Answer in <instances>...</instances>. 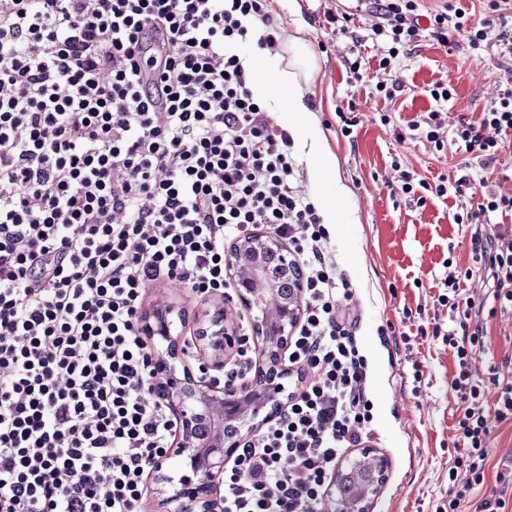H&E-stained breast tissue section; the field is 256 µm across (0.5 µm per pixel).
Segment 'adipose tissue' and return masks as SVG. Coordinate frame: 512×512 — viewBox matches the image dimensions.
Segmentation results:
<instances>
[{
    "label": "adipose tissue",
    "mask_w": 512,
    "mask_h": 512,
    "mask_svg": "<svg viewBox=\"0 0 512 512\" xmlns=\"http://www.w3.org/2000/svg\"><path fill=\"white\" fill-rule=\"evenodd\" d=\"M303 48V40L292 37L288 44L287 68L271 67V80L261 82L260 87L278 121L288 127L295 145L309 148L315 161L313 178L318 181L324 174L322 164L330 156L331 148L308 106L317 65Z\"/></svg>",
    "instance_id": "obj_1"
}]
</instances>
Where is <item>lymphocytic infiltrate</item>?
<instances>
[{"instance_id":"1","label":"lymphocytic infiltrate","mask_w":512,"mask_h":512,"mask_svg":"<svg viewBox=\"0 0 512 512\" xmlns=\"http://www.w3.org/2000/svg\"><path fill=\"white\" fill-rule=\"evenodd\" d=\"M364 0L387 68L449 33L512 56V0ZM280 50L267 0H0V512H142L148 464L174 426L147 385L153 353L138 329L147 288L201 295L227 286L224 238L263 224L304 270L302 319L288 344L298 388L288 410L239 448L224 472V512H320L347 448L371 431L368 360L353 331L354 290L330 233L298 192L293 137L271 125L241 49ZM497 99L449 129L451 92L409 129L454 144L482 167L512 133V65ZM493 298L512 305V238H471ZM440 305L465 450L448 471L455 512L485 481L488 413L512 420V380L474 377L482 326ZM466 480H459V472Z\"/></svg>"}]
</instances>
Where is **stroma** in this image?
Returning <instances> with one entry per match:
<instances>
[{
	"label": "stroma",
	"instance_id": "1",
	"mask_svg": "<svg viewBox=\"0 0 512 512\" xmlns=\"http://www.w3.org/2000/svg\"><path fill=\"white\" fill-rule=\"evenodd\" d=\"M281 39L298 35L318 66L309 96L312 113L334 154L335 175L313 183L304 153L296 159L304 175L298 183L311 198L331 196L337 184L350 190L344 206L348 220L330 225L331 245L340 270L356 290L359 319L356 334L370 367L369 396L374 403L373 430L362 447L379 451L389 461L387 482L372 512H440L448 505V469L463 440L455 429L459 406L450 382L455 358L446 330L457 328L458 312L440 306L448 272L460 279V295L480 302L485 326L484 349L471 361L473 374L497 366L512 378V313H492L493 294L481 263L471 253L474 234L486 238L512 234V216L493 223H464L483 194H512V135L503 141L496 164L484 168L470 154L445 146L435 151L410 137L409 124L434 102V83L448 85V122L477 119L499 94L500 62L492 52L471 50L462 35H449L447 46L424 43L390 69L405 86L387 101L373 88L382 72L381 53L367 35L373 23L367 11L351 14L347 31L328 23L327 12H346L345 0H268ZM361 59L362 77L349 79L345 64ZM355 102L357 124L350 136L340 132V111ZM389 122H381V115ZM415 180L437 184L439 177L462 180L460 193L428 194L425 205L397 188L400 171ZM186 314L187 328L215 306H223L232 327L251 325L253 314L237 300L197 295L183 286L148 288L143 303L151 309L155 296ZM443 333L430 336L434 326ZM389 335H382V328ZM489 469L483 487L458 512H475L481 501L499 490V463L512 456V421L489 420ZM360 446V447H361Z\"/></svg>",
	"mask_w": 512,
	"mask_h": 512
}]
</instances>
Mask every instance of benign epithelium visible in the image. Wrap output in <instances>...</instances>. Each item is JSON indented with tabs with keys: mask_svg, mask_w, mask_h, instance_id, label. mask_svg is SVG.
I'll list each match as a JSON object with an SVG mask.
<instances>
[{
	"mask_svg": "<svg viewBox=\"0 0 512 512\" xmlns=\"http://www.w3.org/2000/svg\"><path fill=\"white\" fill-rule=\"evenodd\" d=\"M268 250L282 256L271 268L263 259ZM239 303L255 312L253 339L267 348H283L302 315L303 277L287 244L271 232L255 233L233 244L227 254ZM181 310L158 299L139 318L141 334L160 337L165 349L156 353L149 392L169 411L175 424L173 455L188 472L177 480L167 471V457L151 464L148 478L158 490L159 512H224V462L233 458L243 440L288 407L278 355L269 365L243 382H221L224 355L238 347L239 336L226 325L224 307L186 336L174 329ZM204 361L197 376L186 356ZM388 460L372 448L336 467L328 487L331 512H371L375 498L387 482Z\"/></svg>",
	"mask_w": 512,
	"mask_h": 512,
	"instance_id": "1",
	"label": "benign epithelium"
}]
</instances>
